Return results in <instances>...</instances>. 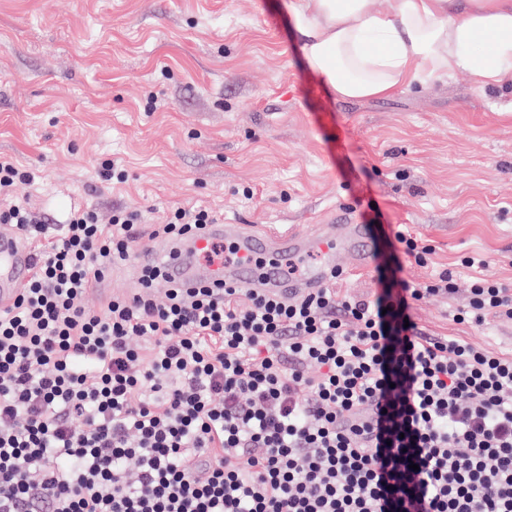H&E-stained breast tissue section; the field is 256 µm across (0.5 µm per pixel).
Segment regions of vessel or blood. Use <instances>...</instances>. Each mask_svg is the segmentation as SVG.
<instances>
[{
  "mask_svg": "<svg viewBox=\"0 0 512 512\" xmlns=\"http://www.w3.org/2000/svg\"><path fill=\"white\" fill-rule=\"evenodd\" d=\"M231 243L234 261L201 262L215 243ZM169 280L185 285L229 284L274 294L285 300L326 287L340 255L356 266L369 262L365 225L318 224L307 232L252 231L242 224H212L204 237L186 238L159 247ZM34 252L19 235L0 232V309L9 307L28 283Z\"/></svg>",
  "mask_w": 512,
  "mask_h": 512,
  "instance_id": "obj_1",
  "label": "vessel or blood"
}]
</instances>
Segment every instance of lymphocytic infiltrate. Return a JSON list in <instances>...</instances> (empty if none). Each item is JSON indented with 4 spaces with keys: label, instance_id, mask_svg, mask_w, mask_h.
Returning <instances> with one entry per match:
<instances>
[{
    "label": "lymphocytic infiltrate",
    "instance_id": "lymphocytic-infiltrate-1",
    "mask_svg": "<svg viewBox=\"0 0 512 512\" xmlns=\"http://www.w3.org/2000/svg\"><path fill=\"white\" fill-rule=\"evenodd\" d=\"M140 219L78 209L55 229L0 208L35 252L0 310V512H512V353L408 320L454 295L451 272L287 302L174 286L156 264L85 307ZM217 221L179 207L151 235ZM490 316L512 321V287L475 279L453 319Z\"/></svg>",
    "mask_w": 512,
    "mask_h": 512
}]
</instances>
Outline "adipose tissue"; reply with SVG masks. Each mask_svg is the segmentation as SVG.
<instances>
[{
    "mask_svg": "<svg viewBox=\"0 0 512 512\" xmlns=\"http://www.w3.org/2000/svg\"><path fill=\"white\" fill-rule=\"evenodd\" d=\"M311 71L344 99L383 97L455 73L512 80V0H285Z\"/></svg>",
    "mask_w": 512,
    "mask_h": 512,
    "instance_id": "adipose-tissue-1",
    "label": "adipose tissue"
}]
</instances>
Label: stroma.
I'll list each match as a JSON object with an SVG mask.
<instances>
[{"instance_id":"1","label":"stroma","mask_w":512,"mask_h":512,"mask_svg":"<svg viewBox=\"0 0 512 512\" xmlns=\"http://www.w3.org/2000/svg\"><path fill=\"white\" fill-rule=\"evenodd\" d=\"M283 0H0V157L33 172L14 200L49 223L90 207L138 210L135 246L176 207L229 224L367 225L364 270L339 296L373 298L394 263L453 298L416 302L428 334L512 351V322L457 323L474 278L512 284V83L457 73L387 97L343 99L308 70ZM114 163L126 180H104ZM432 246L405 258L396 231ZM137 255L84 303L139 287ZM483 254L486 266L461 264Z\"/></svg>"}]
</instances>
